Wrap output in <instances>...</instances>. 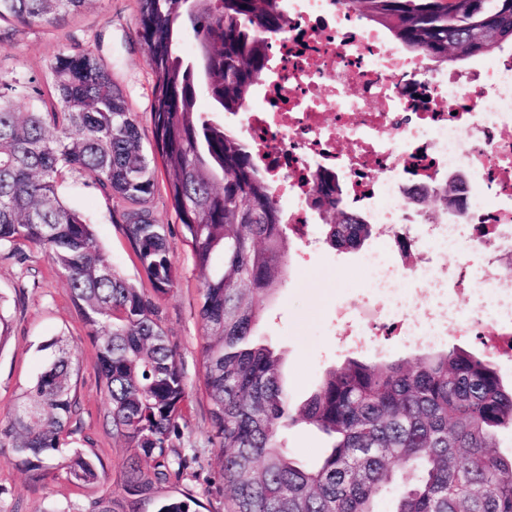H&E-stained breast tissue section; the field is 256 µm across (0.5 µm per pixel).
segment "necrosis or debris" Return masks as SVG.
<instances>
[{
    "instance_id": "necrosis-or-debris-1",
    "label": "necrosis or debris",
    "mask_w": 512,
    "mask_h": 512,
    "mask_svg": "<svg viewBox=\"0 0 512 512\" xmlns=\"http://www.w3.org/2000/svg\"><path fill=\"white\" fill-rule=\"evenodd\" d=\"M283 10L272 78L224 121L259 147L302 243L314 222L309 182L322 172L380 227L367 291L338 312L351 347L377 350L392 331L403 346L451 334L512 357V280L500 273L512 250V49L433 71L333 0H284ZM460 168L473 173L460 215L409 209L406 187ZM415 244L428 260L406 258Z\"/></svg>"
}]
</instances>
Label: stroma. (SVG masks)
Returning <instances> with one entry per match:
<instances>
[{"label": "stroma", "instance_id": "stroma-1", "mask_svg": "<svg viewBox=\"0 0 512 512\" xmlns=\"http://www.w3.org/2000/svg\"><path fill=\"white\" fill-rule=\"evenodd\" d=\"M63 48L95 54L131 111L137 113L144 148H151L152 76L147 48L138 33L137 0H97L93 8L50 25L0 21V81H36V92L21 99V107L53 108L56 97L47 64ZM58 192L88 219L116 270L140 288H149L117 221L112 199L91 178L74 172L63 177ZM170 248L177 280L158 304L189 392L181 450L194 452L196 461L179 480L135 499L133 508L155 512L157 499L188 497L197 502L198 512H225L219 450L210 440L209 404L202 391L201 285L180 232L171 235ZM361 254L358 248L327 245L302 249L286 284L268 304V319L255 330L258 339L281 356V377L293 405H301L326 370L349 355L336 346V312L362 293L367 268ZM0 317L8 326L6 336L0 337V416L8 415L17 396L46 364L50 356L46 343L65 337L81 364L75 393L80 410L69 443L103 466L101 481L91 485H77L62 477L40 480L25 469L12 449L0 448V512H86L90 502L99 498L124 500L121 471L126 450L112 434L109 406L96 369V344L87 334L66 282L39 249L0 248ZM280 438L291 453L307 462L320 458L326 446L320 432L303 424L282 429Z\"/></svg>", "mask_w": 512, "mask_h": 512}]
</instances>
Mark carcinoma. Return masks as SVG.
<instances>
[{"label":"carcinoma","instance_id":"obj_1","mask_svg":"<svg viewBox=\"0 0 512 512\" xmlns=\"http://www.w3.org/2000/svg\"><path fill=\"white\" fill-rule=\"evenodd\" d=\"M97 0H0V21L52 24ZM152 75L155 156L109 71L89 50L58 51L49 64L60 109L23 110L33 81L0 82V247L31 245L66 280L88 335L112 418L124 441L123 488L140 495L179 479L193 463L170 454L182 436L188 392L155 298L176 273L167 224L150 208L160 157L167 189L201 283L203 391L221 451L230 512H512V455L497 451L512 429V385L494 362L460 346L397 360L347 357L294 407L282 358L255 339L267 303L293 261L291 225L254 154L224 127L271 73L270 43L284 33L280 0H137ZM336 10L384 30L438 68L512 43V0H334ZM185 40L195 52H181ZM206 94L210 107L198 100ZM68 171L90 177L122 206L119 221L152 293L114 268L91 224L58 193ZM444 184L416 202L456 206ZM313 208L334 248L371 237L342 189L313 180ZM52 358L0 420V447L41 478L99 481L94 459L68 447L79 364L63 337ZM297 422L329 438L309 464L283 449ZM157 512H194L191 500Z\"/></svg>","mask_w":512,"mask_h":512}]
</instances>
